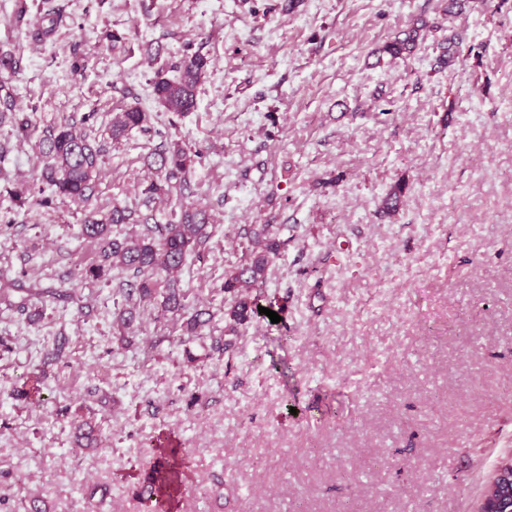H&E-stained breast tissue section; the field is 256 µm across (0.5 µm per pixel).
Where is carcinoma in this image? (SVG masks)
Listing matches in <instances>:
<instances>
[{"label":"carcinoma","instance_id":"1","mask_svg":"<svg viewBox=\"0 0 512 512\" xmlns=\"http://www.w3.org/2000/svg\"><path fill=\"white\" fill-rule=\"evenodd\" d=\"M44 19L48 21V26L31 30L27 10L20 9L12 16V24L19 30L29 32L34 40L42 42L62 22V15L50 9ZM429 30L428 22L422 20L395 35L383 51L394 59H407ZM461 44L462 39L458 35H449L439 45L437 65L441 68L452 65ZM20 69L21 57L12 51L0 52V126H10L12 135L19 142L36 139L35 146L42 159L38 179L51 190V196L43 199V202L89 203L106 152L105 144L86 132L76 131L75 121L71 119L36 132L30 118L18 107L13 89L9 87L12 75ZM208 69V58L197 51L187 52L180 59L159 67L151 80L154 99L166 111L176 115L194 110L198 86ZM150 120L151 115L140 105H132L112 117L110 138L117 141L133 129L146 131ZM198 157L199 152L185 141L172 137L152 148L147 156L151 176L142 189L143 203H167L173 197L182 195ZM138 223L139 211L127 205H114L105 212L95 207L85 209L81 235L95 244L96 257L82 269L81 278L90 282H107L114 269L128 276L126 283L113 289L114 314L123 329L133 324L137 309L152 304L160 296V312L186 314L181 324L184 334L199 335L210 322L211 314L187 302V294L179 288L178 275L190 255L198 256L204 252L212 236L210 210L202 204L180 201L170 207L165 223L146 224L141 231L127 236L112 235L114 225ZM243 235L250 244V251L243 263L224 274L223 291L228 294L224 317L231 332L257 316L269 320L268 316L259 313L258 296L254 295V291L266 283L270 266L281 246L270 224L246 225ZM75 297L72 291L41 290L30 291L13 299L7 297L5 301L22 312L33 309L29 319L36 320L42 317L47 299L72 300ZM78 429L80 438L86 443L76 444L73 449L76 455L82 448L92 446L97 436L96 424L91 420L81 421ZM179 466L178 452L169 450L168 475L159 480L153 493L162 495L168 492L171 484L169 476L175 474Z\"/></svg>","mask_w":512,"mask_h":512}]
</instances>
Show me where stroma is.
Wrapping results in <instances>:
<instances>
[{
  "instance_id": "1",
  "label": "stroma",
  "mask_w": 512,
  "mask_h": 512,
  "mask_svg": "<svg viewBox=\"0 0 512 512\" xmlns=\"http://www.w3.org/2000/svg\"><path fill=\"white\" fill-rule=\"evenodd\" d=\"M49 8L41 43L10 26ZM8 0L0 49L36 128L78 118L109 135L125 88L151 128L111 143L92 198L142 199L145 157L163 136L202 158L187 200L213 233L181 286L214 318L181 335L154 308L119 337L112 289L81 281L95 258L77 204L18 205L38 190L34 142L0 160V281L66 287L43 317L0 301V497L44 512H153L140 491L176 441L173 512H476L512 455V0ZM433 23L407 60L374 51L415 19ZM463 37L450 67L437 45ZM191 49L209 72L195 111L165 112L157 64ZM83 62L73 71L74 62ZM404 183L393 216L380 208ZM272 225L281 248L264 289L276 324L224 333V274L245 258L241 228ZM62 339L60 359L48 358ZM40 386L43 404L22 391ZM103 448L74 463L75 425ZM44 19L48 21L49 25L47 27L30 30V22L27 18V10L24 8L14 13L12 16V24L19 30L28 31L35 41L42 42L47 39L48 36L53 34L55 29L62 22V15L58 10L56 11L52 8L47 11Z\"/></svg>"
}]
</instances>
